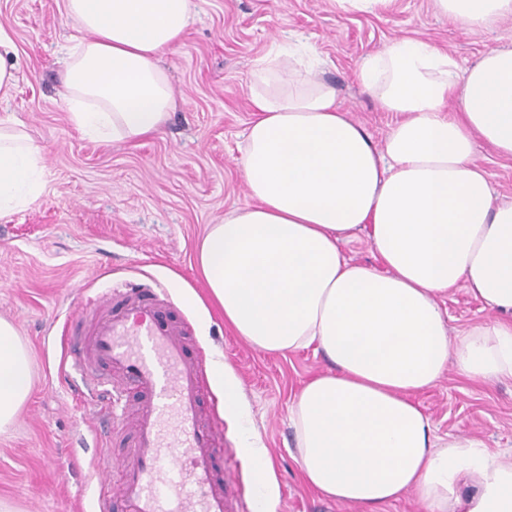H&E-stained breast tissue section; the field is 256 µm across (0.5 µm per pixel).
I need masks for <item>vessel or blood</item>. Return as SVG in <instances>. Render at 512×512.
<instances>
[{
    "label": "vessel or blood",
    "instance_id": "obj_1",
    "mask_svg": "<svg viewBox=\"0 0 512 512\" xmlns=\"http://www.w3.org/2000/svg\"><path fill=\"white\" fill-rule=\"evenodd\" d=\"M100 309L88 346L72 345L81 376L103 418L126 390L139 406L123 422L134 444L119 484L100 478L93 512H232L230 481L218 471L219 427L201 410L206 385L202 358L189 357L185 331L168 321L165 291H115L92 302Z\"/></svg>",
    "mask_w": 512,
    "mask_h": 512
}]
</instances>
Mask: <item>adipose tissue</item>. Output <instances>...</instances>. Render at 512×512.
Listing matches in <instances>:
<instances>
[{"instance_id":"adipose-tissue-1","label":"adipose tissue","mask_w":512,"mask_h":512,"mask_svg":"<svg viewBox=\"0 0 512 512\" xmlns=\"http://www.w3.org/2000/svg\"><path fill=\"white\" fill-rule=\"evenodd\" d=\"M77 34L59 74L70 120L132 142L176 108L165 54L193 0H61ZM472 29L512 16V0H435ZM361 90L395 113L383 146L337 103L333 83L292 51L255 63L253 119L238 165L251 198L202 237L196 264L224 321L255 350L319 352L290 421L303 481L359 512L415 493L429 512H512V454L476 437L440 443L413 396L448 368L512 378V203H496L477 142L512 156V49L462 65L436 45L395 38L366 55ZM43 149L0 122V213L37 200ZM365 232L382 268L353 262ZM464 288L498 322L449 336L440 298ZM237 428L256 512L276 478L232 367L212 363ZM32 389L31 351L0 319V432Z\"/></svg>"}]
</instances>
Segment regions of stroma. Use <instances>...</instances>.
<instances>
[{
	"instance_id": "stroma-1",
	"label": "stroma",
	"mask_w": 512,
	"mask_h": 512,
	"mask_svg": "<svg viewBox=\"0 0 512 512\" xmlns=\"http://www.w3.org/2000/svg\"><path fill=\"white\" fill-rule=\"evenodd\" d=\"M0 26L22 63L0 119L17 123L44 149L38 199L0 216V317L32 355L33 388L11 429L0 433V512H87L97 479L120 480L124 450L96 436V418L80 379L63 365L66 312L113 286L158 283L189 329L191 355H223L240 382L277 478L274 512H358L326 499L301 479L289 411L302 385L325 368L321 356L258 352L224 324L217 308L188 307L182 285L202 290L196 248L208 225L249 203L237 166L253 117L255 61L301 41L323 61L338 104L383 144L396 121L354 80L364 56L397 37L445 48L460 63L486 49L512 48V18L476 33L435 13L433 0H393L373 13H342L334 0H200L182 45L165 56L178 107L163 132L135 143L79 132L60 96L58 75L73 33L58 0H0ZM500 202H512V157L477 142ZM451 334L489 321L464 289L441 299ZM415 402L440 437L470 435L490 453L512 452V379L469 380L450 370ZM208 414L222 423L219 449L235 468L240 498L253 505L247 464L220 395L207 385Z\"/></svg>"
}]
</instances>
